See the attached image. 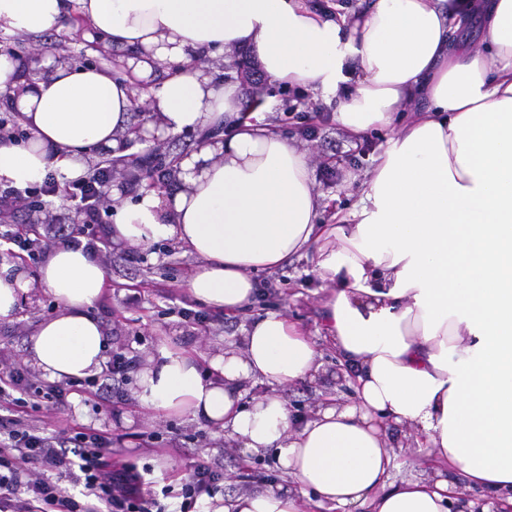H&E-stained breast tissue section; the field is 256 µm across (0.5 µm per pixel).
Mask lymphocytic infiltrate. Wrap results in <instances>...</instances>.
Masks as SVG:
<instances>
[{
    "label": "lymphocytic infiltrate",
    "mask_w": 512,
    "mask_h": 512,
    "mask_svg": "<svg viewBox=\"0 0 512 512\" xmlns=\"http://www.w3.org/2000/svg\"><path fill=\"white\" fill-rule=\"evenodd\" d=\"M81 235L84 228L72 224L46 228L35 239L14 224L0 232L30 255L48 242L72 243ZM69 393L61 385L36 386L19 368H0V512H202L203 498L223 477L220 459L196 462L179 492L166 487L162 498L145 496L152 479L128 463L113 462L110 434L82 425L61 440L35 424L33 413L52 417ZM65 479L81 485L80 497L62 488ZM174 494L180 502L171 509L164 500Z\"/></svg>",
    "instance_id": "lymphocytic-infiltrate-1"
}]
</instances>
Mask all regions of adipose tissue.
I'll use <instances>...</instances> for the list:
<instances>
[{
    "instance_id": "obj_1",
    "label": "adipose tissue",
    "mask_w": 512,
    "mask_h": 512,
    "mask_svg": "<svg viewBox=\"0 0 512 512\" xmlns=\"http://www.w3.org/2000/svg\"><path fill=\"white\" fill-rule=\"evenodd\" d=\"M128 52L132 77L66 65L29 76L0 56V102L18 103L30 132L0 140V183L25 187L55 171L80 178L100 146L116 147L138 101H154L167 132L224 131L183 160L176 191L146 190L116 204L114 242L175 241L198 265L187 286L205 306L238 314L257 273L306 249L324 282L321 330L354 390L295 419L279 388L320 371L300 324L269 312L203 373L190 354L161 346L141 372L148 408L219 425L281 468L332 512H512V0H370L361 13L306 0H0V31L57 32L72 15ZM480 16L486 47L454 33ZM243 49L269 83L335 101L352 134L391 135L349 214L322 206L306 153L243 110L240 83H220L211 59ZM149 86L136 94L131 80ZM420 99V111L405 105ZM108 274L85 244L52 246L36 279L0 264V321L32 287L61 304L29 338L50 381L94 376L106 332L91 309ZM258 377L274 390L244 401ZM403 426L432 469L394 478L388 431ZM460 470L484 498L458 494ZM213 512H303L276 485L218 500Z\"/></svg>"
}]
</instances>
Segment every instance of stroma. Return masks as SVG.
<instances>
[{
    "mask_svg": "<svg viewBox=\"0 0 512 512\" xmlns=\"http://www.w3.org/2000/svg\"><path fill=\"white\" fill-rule=\"evenodd\" d=\"M335 103L313 98L310 93L285 90L283 96L266 98L267 122L298 148L307 152L314 170L316 189L325 208L322 223L335 212H349L366 189L373 157L382 152L387 132L374 131L361 141L349 140L336 124ZM111 214L101 211L91 230L101 238L99 255L109 275V285L91 313L105 327L107 348L133 357L136 369L119 388L111 390L103 405L70 395L67 406L54 417V428L90 425L119 437L112 456L136 467H148L157 486H179L197 457L223 454L224 477L217 493L232 497L280 483L285 475L271 453H254L226 437L215 424L193 423L184 417H168L146 408L136 398L137 370L156 356L167 343L194 355L213 357L241 345L242 330L266 311L278 310L301 322L316 342L323 374L281 388L291 410L308 416L324 396L352 401L351 392L336 383L337 362L319 332L322 283L313 271L314 257L304 254L288 264L259 273L258 294L253 305L235 317L209 322L200 329L180 316L183 308L197 310L201 304L189 292L187 279L196 256L171 242L148 248L114 243L110 235ZM59 302L49 292L38 290L35 302L19 307L12 320L0 321V364H18L41 378L28 357L29 338L37 323L55 315Z\"/></svg>",
    "mask_w": 512,
    "mask_h": 512,
    "instance_id": "35a3bbf8",
    "label": "stroma"
}]
</instances>
